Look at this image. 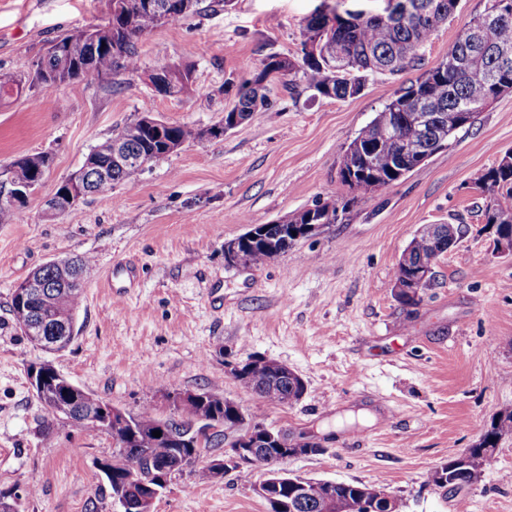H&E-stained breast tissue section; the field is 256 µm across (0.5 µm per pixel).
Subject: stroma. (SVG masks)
<instances>
[{
	"label": "stroma",
	"mask_w": 512,
	"mask_h": 512,
	"mask_svg": "<svg viewBox=\"0 0 512 512\" xmlns=\"http://www.w3.org/2000/svg\"><path fill=\"white\" fill-rule=\"evenodd\" d=\"M107 0H0V75L23 81L0 102V167L50 153L52 164L24 221L0 224V492L20 491L19 512H121L99 468L110 435L50 419L30 385V364L50 362L75 385L128 414L153 409L180 421L170 396L209 392L248 423L315 436L323 450L288 459L307 479L385 488L404 512H512V432L495 463L456 492L429 473L478 443L481 427L512 411V255L496 252L474 184L512 149V93L482 112L451 150L389 189L357 196L341 183L343 151L415 70L369 77L362 93L312 98L300 78L269 87L268 109L220 139L183 144L132 186L81 201L58 217L44 201L89 151L143 105L171 123L206 128L235 102L270 53L301 56L315 8L383 11L385 0H202L200 13L138 38L139 69L43 93L32 63L59 34L102 22ZM491 0H459L425 48L438 63L459 30ZM179 64L191 90L156 94L147 76ZM346 208L342 223L297 241L258 268L232 265L227 241L315 204ZM426 224L463 235L434 267L420 302L395 297L398 260ZM91 258L76 311L78 333L47 352L15 328L19 283L55 259ZM138 270L129 282L123 270ZM264 357L306 384L293 404L260 407L231 374ZM176 475L152 512H268L255 485L262 465L201 481ZM33 495H26V488Z\"/></svg>",
	"instance_id": "1"
}]
</instances>
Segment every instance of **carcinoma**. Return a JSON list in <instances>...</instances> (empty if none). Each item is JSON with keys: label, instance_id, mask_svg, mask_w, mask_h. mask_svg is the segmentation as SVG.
Returning <instances> with one entry per match:
<instances>
[{"label": "carcinoma", "instance_id": "obj_1", "mask_svg": "<svg viewBox=\"0 0 512 512\" xmlns=\"http://www.w3.org/2000/svg\"><path fill=\"white\" fill-rule=\"evenodd\" d=\"M121 9L112 18V33L97 42L83 38L78 30L56 39L57 54L45 65L34 70L35 77L46 94L57 93L66 83L80 79L96 81L118 69L136 71L139 59L135 39L157 27L198 12L199 0H113ZM428 5L426 13L411 14L406 18L385 17L363 9H315L303 30L304 41L316 40L317 55L301 56V62L278 53L267 55L262 67L242 84L236 94L231 111L238 114L239 122L270 106L266 94L269 83L299 69L306 89L313 96L347 100L357 97L368 78L376 74L395 75L407 68L422 66L424 49L440 23L447 20L458 0H419ZM500 0L484 13L474 16L448 43V53L436 65L424 70L408 86L396 90L372 120L361 128L343 152L339 176L345 185L361 195L381 192L418 166V158H428L450 150L463 130L470 125L455 124L456 109L463 105L470 112L481 113L486 103L495 100L492 85L469 76L468 70L497 69L495 50L502 46L512 48V11L499 10ZM477 31V41L468 38V32ZM154 90L165 96H177L188 91L190 72L173 67L170 76L149 75ZM423 102L422 111L431 119H415L416 104ZM205 130L189 125L167 124L145 127L136 119L112 134V137L95 146L96 165L109 176L106 181H95L93 171L84 178L89 192L104 193L117 184L133 185L138 176L152 162L168 155L169 145H182L189 141L204 140ZM126 150L133 161L124 166L112 164L114 146ZM43 154L25 155L13 161V181L35 185L41 179L39 170ZM482 191L487 194L484 210L485 223L495 227L500 236H512V151H506L497 164L479 178ZM332 207L329 224L342 222L346 208L326 203L316 205L281 218L279 224H261L257 237L241 240L238 251L248 267L265 265L288 252L295 244L286 224L305 220L310 213L324 217L327 207ZM26 205L0 204V224H9L23 218ZM460 236L454 224H440L434 237L413 238L408 266H399L396 275H409L420 265H435ZM44 278L53 285L48 300L35 298L21 301L12 299L13 320L22 330L31 325L37 311L48 305L61 312L73 313L80 305L82 291L71 285L73 272L70 266L55 265L43 271ZM279 362L264 358L246 366L249 380L247 388L263 406L292 404L303 396L305 389L293 378L279 377ZM48 413L54 417L66 416L72 404L94 407L101 399L90 391L77 389L76 394H65L59 385L47 382L44 389L36 391ZM190 417L217 429L208 435L193 433L188 443L181 444L168 437H155L159 418L149 408L136 415L135 431L128 435L119 431L112 435L116 447L125 448L141 460L140 469L128 483L130 512H139L140 498L147 495L145 484H151L162 469L180 471L184 458L202 448L217 447L226 438V431L233 429L231 407L224 398L204 393V400L194 405ZM505 431H512V412L504 413L484 426L479 442L465 452V460L454 459L434 471L428 481L438 488L457 490L479 481L483 473L495 462L494 449ZM373 486L361 483L337 482L327 484L322 490L336 498L344 512H365L364 504L371 497Z\"/></svg>", "mask_w": 512, "mask_h": 512}]
</instances>
